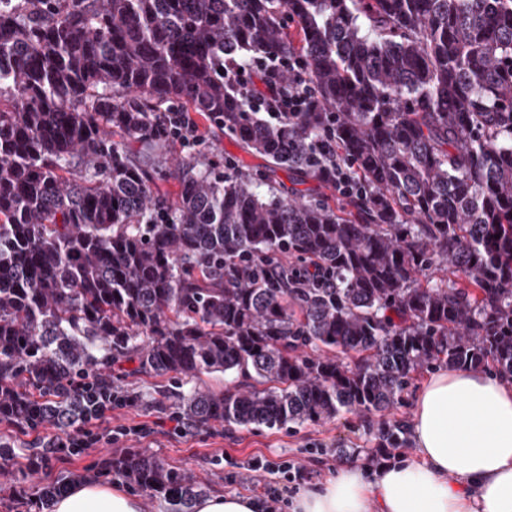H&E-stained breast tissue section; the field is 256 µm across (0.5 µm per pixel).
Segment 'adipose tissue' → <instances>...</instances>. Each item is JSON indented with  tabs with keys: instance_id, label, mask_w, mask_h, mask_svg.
Wrapping results in <instances>:
<instances>
[{
	"instance_id": "obj_1",
	"label": "adipose tissue",
	"mask_w": 512,
	"mask_h": 512,
	"mask_svg": "<svg viewBox=\"0 0 512 512\" xmlns=\"http://www.w3.org/2000/svg\"><path fill=\"white\" fill-rule=\"evenodd\" d=\"M416 455L367 481L358 463L303 492L294 512H512V379L448 368L419 390L408 422ZM52 512H142L139 498L84 483Z\"/></svg>"
}]
</instances>
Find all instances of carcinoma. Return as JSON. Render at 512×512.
Segmentation results:
<instances>
[{
	"mask_svg": "<svg viewBox=\"0 0 512 512\" xmlns=\"http://www.w3.org/2000/svg\"><path fill=\"white\" fill-rule=\"evenodd\" d=\"M255 56L299 60L322 111L251 112L224 59ZM189 110L303 181L331 138L356 191L263 199L189 156L171 196L166 113ZM440 366L512 379V0H0V460L22 481L130 377L167 378L149 407L189 428H274L383 413ZM45 429L19 461L12 432ZM92 475L165 512L204 491L135 448ZM92 475L14 499L50 512Z\"/></svg>",
	"mask_w": 512,
	"mask_h": 512,
	"instance_id": "carcinoma-1",
	"label": "carcinoma"
}]
</instances>
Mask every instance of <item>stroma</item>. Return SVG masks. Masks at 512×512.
Instances as JSON below:
<instances>
[{
    "label": "stroma",
    "mask_w": 512,
    "mask_h": 512,
    "mask_svg": "<svg viewBox=\"0 0 512 512\" xmlns=\"http://www.w3.org/2000/svg\"><path fill=\"white\" fill-rule=\"evenodd\" d=\"M207 140L214 153L235 159L244 172L261 174L266 185L275 187L283 196H334L332 186L314 180L300 181L283 169L270 168L267 160L244 150L237 140L217 128H210ZM153 390L152 379L135 388L136 400L104 413L93 425L101 436L95 447L55 463L52 470L40 472L34 480L47 483L64 471L90 469L110 455L111 448H141L166 463L187 469L206 487L207 494L237 493L260 496L263 473L249 471L256 460L288 461L301 468L299 484L282 483L288 505L302 490L326 483L333 478L345 459L359 463L367 477H374L388 462H401L414 457L411 448H402L391 458L381 457L370 431L368 419L354 413L288 430L280 428H235L220 431L199 428L187 433L175 431L168 418L148 407Z\"/></svg>",
    "instance_id": "obj_1"
}]
</instances>
